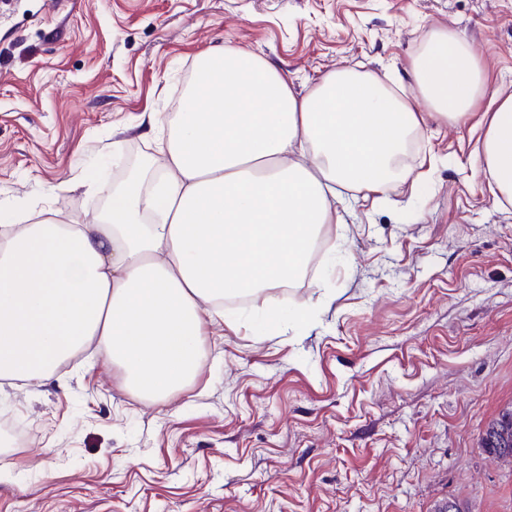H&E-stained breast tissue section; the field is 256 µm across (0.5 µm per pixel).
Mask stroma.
<instances>
[{"label":"stroma","mask_w":512,"mask_h":512,"mask_svg":"<svg viewBox=\"0 0 512 512\" xmlns=\"http://www.w3.org/2000/svg\"><path fill=\"white\" fill-rule=\"evenodd\" d=\"M466 38L475 113L427 120L381 200L345 188L349 230L293 288L208 327L199 376L135 398L98 351L0 385V512H512L481 449L512 405V205L477 170L479 115L512 90V0H0V208L90 218L131 161L159 157L206 51L251 50L297 94L331 71L409 75L429 35ZM155 113L156 134L144 114ZM289 318L265 327L270 305Z\"/></svg>","instance_id":"35a3bbf8"}]
</instances>
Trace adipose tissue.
Here are the masks:
<instances>
[{"label": "adipose tissue", "mask_w": 512, "mask_h": 512, "mask_svg": "<svg viewBox=\"0 0 512 512\" xmlns=\"http://www.w3.org/2000/svg\"><path fill=\"white\" fill-rule=\"evenodd\" d=\"M431 116H471L484 72L466 39L439 29L411 61ZM426 116L399 84L353 67L297 95L255 53L227 46L195 66L163 166L117 186L80 224L0 217V379L44 380L88 345L118 364L130 392L160 403L197 375L224 297L298 279L345 185L385 193ZM480 123L478 161L512 203V92Z\"/></svg>", "instance_id": "obj_1"}]
</instances>
